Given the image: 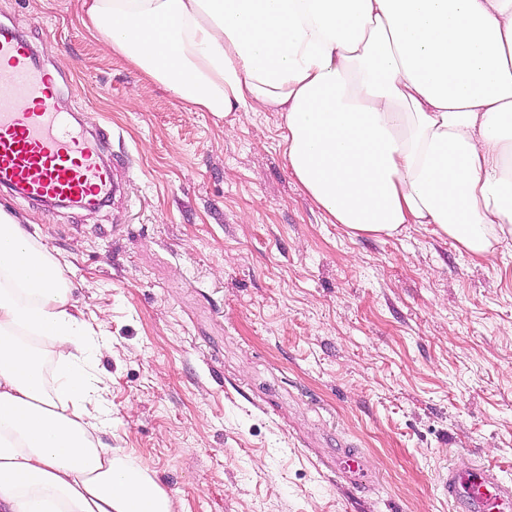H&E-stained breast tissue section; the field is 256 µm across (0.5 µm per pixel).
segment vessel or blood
Returning a JSON list of instances; mask_svg holds the SVG:
<instances>
[{"label":"vessel or blood","mask_w":512,"mask_h":512,"mask_svg":"<svg viewBox=\"0 0 512 512\" xmlns=\"http://www.w3.org/2000/svg\"><path fill=\"white\" fill-rule=\"evenodd\" d=\"M0 189L25 201L67 200L98 205L113 188L122 157L111 167L99 161L112 131H72L56 105V77L40 65L32 46L0 23ZM458 512H512V484L483 462L450 468L439 482Z\"/></svg>","instance_id":"vessel-or-blood-1"}]
</instances>
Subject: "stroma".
Masks as SVG:
<instances>
[{
    "mask_svg": "<svg viewBox=\"0 0 512 512\" xmlns=\"http://www.w3.org/2000/svg\"><path fill=\"white\" fill-rule=\"evenodd\" d=\"M81 17L82 0H0L61 111L111 127L122 193L0 212L62 261L110 344L90 358L103 442L174 512H455L448 467L512 481V237L479 259L432 224L329 223L288 170L280 113L195 111ZM351 450L358 484L337 472Z\"/></svg>",
    "mask_w": 512,
    "mask_h": 512,
    "instance_id": "obj_1",
    "label": "stroma"
}]
</instances>
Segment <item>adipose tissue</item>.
Listing matches in <instances>:
<instances>
[{"label":"adipose tissue","instance_id":"obj_1","mask_svg":"<svg viewBox=\"0 0 512 512\" xmlns=\"http://www.w3.org/2000/svg\"><path fill=\"white\" fill-rule=\"evenodd\" d=\"M84 22L170 95L284 118L288 168L331 223L433 224L477 258L512 235V0H83ZM102 352L60 262L0 214V504L173 512L104 444Z\"/></svg>","mask_w":512,"mask_h":512}]
</instances>
